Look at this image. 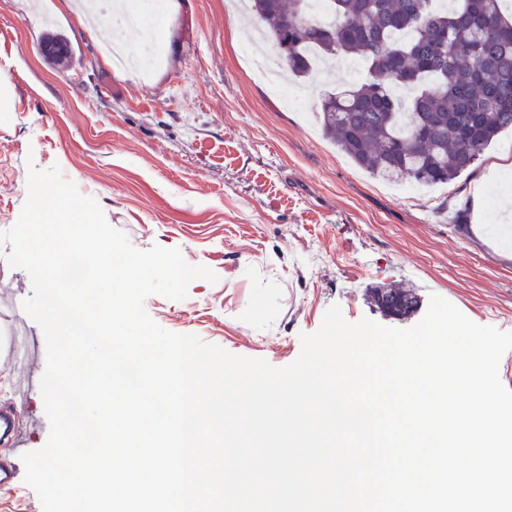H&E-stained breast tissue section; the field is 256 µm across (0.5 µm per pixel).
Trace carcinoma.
Here are the masks:
<instances>
[{
    "label": "carcinoma",
    "mask_w": 512,
    "mask_h": 512,
    "mask_svg": "<svg viewBox=\"0 0 512 512\" xmlns=\"http://www.w3.org/2000/svg\"><path fill=\"white\" fill-rule=\"evenodd\" d=\"M331 17L309 19V0H249L266 40L279 45L286 74L308 76L340 55L369 77L328 92L317 118L323 135L359 168L386 181L445 185L476 167L512 130V19L504 0H329ZM372 299L405 319L413 288H376Z\"/></svg>",
    "instance_id": "carcinoma-1"
}]
</instances>
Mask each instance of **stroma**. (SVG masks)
<instances>
[{
	"label": "stroma",
	"instance_id": "35a3bbf8",
	"mask_svg": "<svg viewBox=\"0 0 512 512\" xmlns=\"http://www.w3.org/2000/svg\"><path fill=\"white\" fill-rule=\"evenodd\" d=\"M94 24L65 0H0V231L18 220L30 169L59 167L132 246L180 249L219 277L193 280L185 299L149 296L161 327L285 367L300 336L338 305L409 328L439 295L476 324L512 332V262L455 237L452 222L511 224L512 130L473 172L416 190L381 182L325 139L313 106L343 73L294 82L310 104L289 108L251 71L247 18L231 0H161L160 59L141 58L137 30H119L113 0ZM0 244V400L25 368L10 357L11 295L28 273ZM415 289L409 318L386 315L372 289Z\"/></svg>",
	"mask_w": 512,
	"mask_h": 512
}]
</instances>
